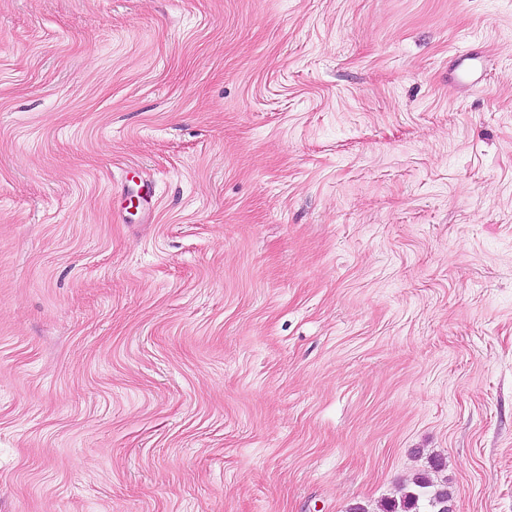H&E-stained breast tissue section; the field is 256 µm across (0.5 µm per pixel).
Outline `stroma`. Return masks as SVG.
Wrapping results in <instances>:
<instances>
[{
  "instance_id": "35a3bbf8",
  "label": "stroma",
  "mask_w": 512,
  "mask_h": 512,
  "mask_svg": "<svg viewBox=\"0 0 512 512\" xmlns=\"http://www.w3.org/2000/svg\"><path fill=\"white\" fill-rule=\"evenodd\" d=\"M434 458L512 512V0H0V512Z\"/></svg>"
}]
</instances>
